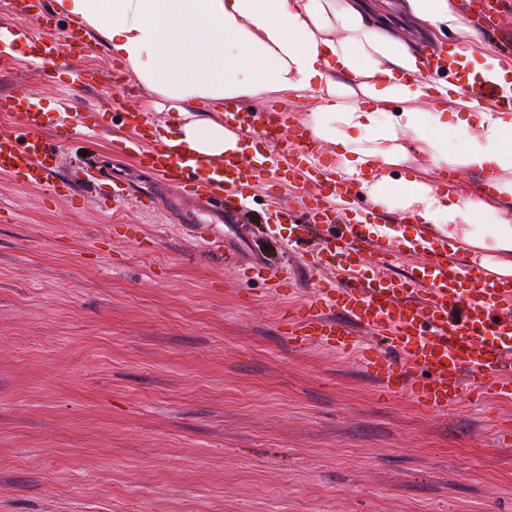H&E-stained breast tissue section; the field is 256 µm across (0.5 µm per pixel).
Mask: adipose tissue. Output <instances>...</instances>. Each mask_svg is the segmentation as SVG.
Wrapping results in <instances>:
<instances>
[{"instance_id": "adipose-tissue-1", "label": "adipose tissue", "mask_w": 512, "mask_h": 512, "mask_svg": "<svg viewBox=\"0 0 512 512\" xmlns=\"http://www.w3.org/2000/svg\"><path fill=\"white\" fill-rule=\"evenodd\" d=\"M56 13L95 33L127 76L176 113L166 142L178 151L246 155L227 129L225 102L262 104L315 96L312 140L335 145L339 170L388 210L414 216L489 273L512 274V113L481 106L463 89L432 84L419 54L373 18L366 0H54ZM424 34L453 33L454 52L493 83L512 59L488 55L456 0H404ZM399 112H385L387 103ZM430 157L443 171L483 174L495 189L475 196L407 169L400 192L379 170Z\"/></svg>"}]
</instances>
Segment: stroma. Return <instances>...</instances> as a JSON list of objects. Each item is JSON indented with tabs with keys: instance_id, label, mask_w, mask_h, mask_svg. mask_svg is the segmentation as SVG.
Listing matches in <instances>:
<instances>
[{
	"instance_id": "obj_1",
	"label": "stroma",
	"mask_w": 512,
	"mask_h": 512,
	"mask_svg": "<svg viewBox=\"0 0 512 512\" xmlns=\"http://www.w3.org/2000/svg\"><path fill=\"white\" fill-rule=\"evenodd\" d=\"M43 5L26 22L56 43V66L15 42L0 99L26 89L51 114L65 97L86 124L52 177L74 205L0 175V512H512V400L466 392L437 410L383 397L359 356L280 335L316 295L299 246L343 226L275 240L265 219L282 204L312 222L318 183L262 177L227 212L166 183L123 146L129 110L153 142L171 113L93 33L89 52L71 50L74 24ZM371 6L418 53L448 50L450 37L408 26L399 0ZM74 66L105 78L69 85ZM87 155L152 211L105 205ZM252 262L287 266L290 287L250 278Z\"/></svg>"
}]
</instances>
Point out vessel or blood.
I'll return each instance as SVG.
<instances>
[{
    "label": "vessel or blood",
    "instance_id": "obj_1",
    "mask_svg": "<svg viewBox=\"0 0 512 512\" xmlns=\"http://www.w3.org/2000/svg\"><path fill=\"white\" fill-rule=\"evenodd\" d=\"M427 66L433 77L452 79L474 100L497 97L512 109V94L473 75L462 57L432 54ZM10 107L19 111L22 128L0 130V174L22 185L44 184L56 160L45 133L53 131L61 142L69 128L33 109L28 91L13 95ZM224 123L242 134L262 131L271 147L265 165L275 182L314 177L329 186L328 203L312 209L316 223H335L333 200L350 207L345 234L326 241L307 262L320 274L318 293L314 310L284 319L281 333L291 345L359 352L381 394H405L428 408L448 406L479 379L496 397L512 398V374L504 370L512 361V276L484 272L473 260L449 259L447 240L430 232L405 242L406 254L417 260L409 275H377L396 251L388 241L366 245L361 227L385 225V215L352 182L324 169L306 130L281 113L229 105ZM125 149L169 183L202 197L219 195L226 206L244 197L258 176L257 166L230 151L209 159L162 144L147 149L136 140ZM357 328L378 331L381 345L362 346L353 334Z\"/></svg>",
    "mask_w": 512,
    "mask_h": 512
}]
</instances>
